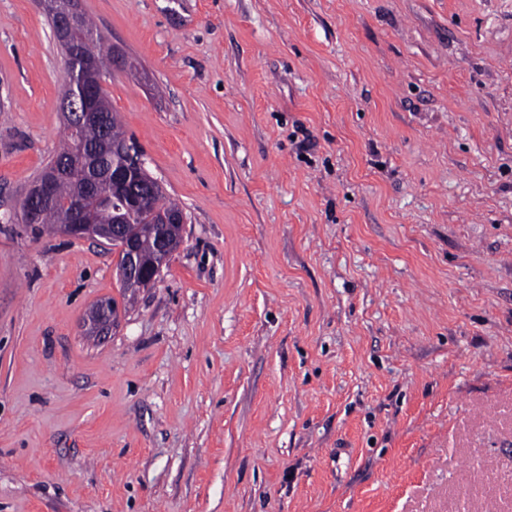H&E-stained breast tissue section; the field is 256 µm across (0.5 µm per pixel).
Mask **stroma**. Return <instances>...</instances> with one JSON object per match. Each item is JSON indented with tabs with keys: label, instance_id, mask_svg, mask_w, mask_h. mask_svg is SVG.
Instances as JSON below:
<instances>
[{
	"label": "stroma",
	"instance_id": "35a3bbf8",
	"mask_svg": "<svg viewBox=\"0 0 512 512\" xmlns=\"http://www.w3.org/2000/svg\"><path fill=\"white\" fill-rule=\"evenodd\" d=\"M183 241L23 223L65 58L0 0V512H512V0H80ZM101 303L92 307L87 314V323L89 325L90 333L96 336H102L108 333V330L112 328V311L117 312V303L112 299H106L100 301ZM112 304V307L107 303Z\"/></svg>",
	"mask_w": 512,
	"mask_h": 512
}]
</instances>
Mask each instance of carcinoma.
Segmentation results:
<instances>
[{
    "mask_svg": "<svg viewBox=\"0 0 512 512\" xmlns=\"http://www.w3.org/2000/svg\"><path fill=\"white\" fill-rule=\"evenodd\" d=\"M77 42L76 49L81 51L89 49L92 54L94 68L103 72L112 54L103 36L94 29L87 18H82L81 26L73 35ZM73 76L66 79L61 89V99L74 96L85 81V74L80 61L74 60L70 64ZM98 111L107 113L105 123L101 125L89 124L79 132V137L86 146L96 150L95 155H79L74 153L72 143L64 139L57 157L67 159L70 171L59 178L56 185L55 206L46 210L43 223L53 227L63 221L68 211V205L76 198L84 199L85 206L92 210L101 224H123L138 237L143 258L151 262L159 259L155 250V240L150 234L152 225L158 223L162 216L169 213H179L181 209L172 203L164 202L161 187L151 192L129 200L128 189L106 181H100L96 191L86 195L84 186L88 182L93 167V158H98L102 166L113 164L117 167L125 165L124 157L119 153H112V145H123L127 141L125 132L118 115L112 109L110 101H105L98 107Z\"/></svg>",
    "mask_w": 512,
    "mask_h": 512,
    "instance_id": "obj_1",
    "label": "carcinoma"
}]
</instances>
